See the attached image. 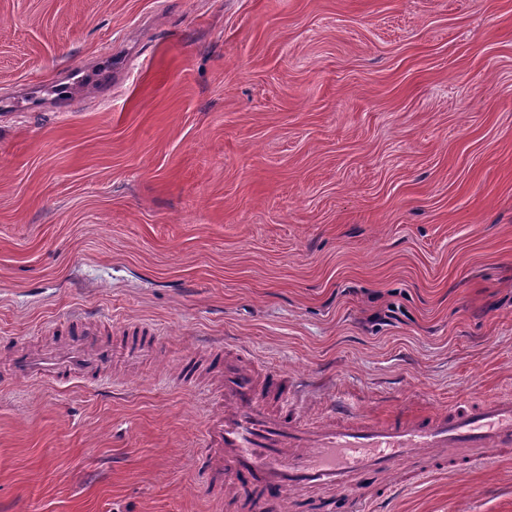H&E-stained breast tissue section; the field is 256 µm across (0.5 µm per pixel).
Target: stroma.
Wrapping results in <instances>:
<instances>
[{
    "label": "stroma",
    "mask_w": 512,
    "mask_h": 512,
    "mask_svg": "<svg viewBox=\"0 0 512 512\" xmlns=\"http://www.w3.org/2000/svg\"><path fill=\"white\" fill-rule=\"evenodd\" d=\"M74 311L159 343L0 388V512H216L212 341L312 422L512 395V0H0V337ZM377 512H512V455ZM122 334L121 349L130 359L138 358L153 349L155 338L146 326L126 323L120 327Z\"/></svg>",
    "instance_id": "stroma-1"
}]
</instances>
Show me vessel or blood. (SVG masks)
I'll list each match as a JSON object with an SVG mask.
<instances>
[{
    "mask_svg": "<svg viewBox=\"0 0 512 512\" xmlns=\"http://www.w3.org/2000/svg\"><path fill=\"white\" fill-rule=\"evenodd\" d=\"M53 330L59 342L51 348L6 345L10 380H100L115 349L97 320L75 317ZM121 334L130 359L155 345L139 324H124ZM208 360L224 377L222 411L204 424L194 466L206 495L235 512H369L392 481L493 468L512 452V395L383 416L334 406L314 424L304 421L287 373L229 347L211 349Z\"/></svg>",
    "mask_w": 512,
    "mask_h": 512,
    "instance_id": "1",
    "label": "vessel or blood"
}]
</instances>
